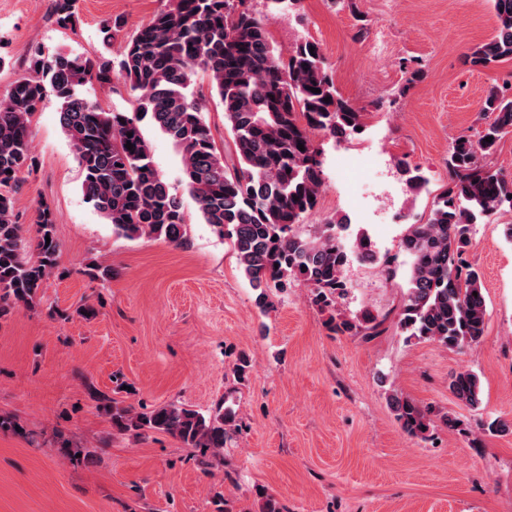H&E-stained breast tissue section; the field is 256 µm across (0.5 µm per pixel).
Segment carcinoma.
<instances>
[{"label":"carcinoma","mask_w":512,"mask_h":512,"mask_svg":"<svg viewBox=\"0 0 512 512\" xmlns=\"http://www.w3.org/2000/svg\"><path fill=\"white\" fill-rule=\"evenodd\" d=\"M74 5L75 0H55L57 24L72 23ZM493 10L494 34L465 55L473 67L512 61V0H493ZM114 78L135 93L134 112H106L81 94L93 80ZM199 79L223 106L224 129L237 158L231 169L205 120ZM49 94L60 104V125L82 170L83 196L115 233L176 246L187 242L182 201L155 168L140 125L148 115L181 154L185 186L198 213L231 240L259 304H267L271 290L300 281L311 288L315 306L330 312L332 330L368 335L377 330V319L367 312L356 319L336 316L344 266L352 258L377 260L370 241L358 236L347 242L342 231L348 225L333 221L318 225L307 238L293 233L316 209L324 187L313 134L345 140L363 127L364 112L338 94L317 41L305 38L283 58L247 0H169L120 44L116 65L104 55L35 53L31 73L19 77L0 100V318L32 307L51 274H66L58 266L51 206L38 204L32 236L24 234L15 214L14 193L33 169L32 118ZM481 112L492 120L478 140L454 139L448 184L434 196L426 221L409 225L402 239L409 270L399 325L411 338L447 348L476 343L485 334L481 277L465 257L472 226L512 211V177L487 162L512 133V99L493 87ZM398 170L413 190L427 183L403 161ZM449 389L468 407H480L477 374L451 375ZM87 393L110 412L116 432L168 433L187 448L201 449L205 468L224 464V443L234 421L224 399L206 414L173 404L136 412L93 385ZM390 405L405 432L417 436L428 430V412L411 400L393 394Z\"/></svg>","instance_id":"1"}]
</instances>
